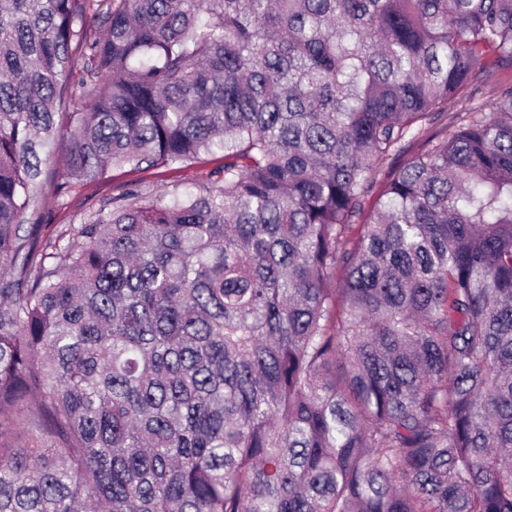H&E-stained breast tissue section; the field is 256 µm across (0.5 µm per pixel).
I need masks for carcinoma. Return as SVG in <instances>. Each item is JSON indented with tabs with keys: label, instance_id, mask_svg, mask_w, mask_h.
Wrapping results in <instances>:
<instances>
[{
	"label": "carcinoma",
	"instance_id": "cac0c4a2",
	"mask_svg": "<svg viewBox=\"0 0 512 512\" xmlns=\"http://www.w3.org/2000/svg\"><path fill=\"white\" fill-rule=\"evenodd\" d=\"M486 53L512 0H0V512H512V88L355 223ZM61 142L223 163L49 246Z\"/></svg>",
	"mask_w": 512,
	"mask_h": 512
}]
</instances>
